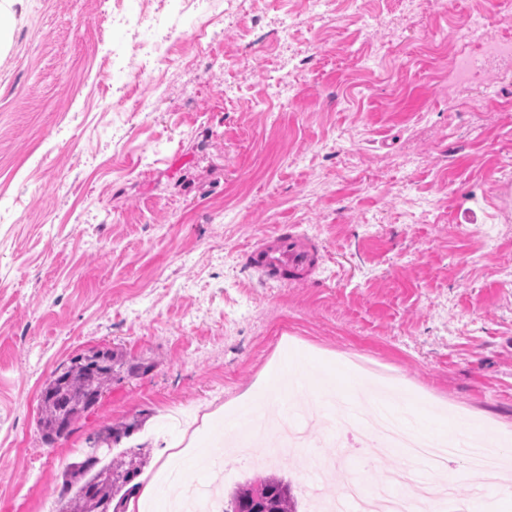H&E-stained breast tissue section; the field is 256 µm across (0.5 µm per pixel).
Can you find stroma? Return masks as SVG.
Masks as SVG:
<instances>
[{
    "label": "stroma",
    "instance_id": "1",
    "mask_svg": "<svg viewBox=\"0 0 512 512\" xmlns=\"http://www.w3.org/2000/svg\"><path fill=\"white\" fill-rule=\"evenodd\" d=\"M140 0H23L0 57V512H42L107 427L131 428L158 469L205 413L254 398L303 413L321 454L349 449L370 487L406 466L366 432L336 438L330 401L281 391L289 359L350 371V348L389 371L395 406L512 456V61L451 84L454 35L495 0H367L320 20L289 0H224L205 38L194 15L155 33L154 111L113 67L134 55ZM288 33H281L284 18ZM322 246L316 276L258 278L244 255L278 225ZM113 375L67 435L46 443L40 394L79 355ZM186 471L232 493L273 469L300 512L306 453L266 466L225 454Z\"/></svg>",
    "mask_w": 512,
    "mask_h": 512
}]
</instances>
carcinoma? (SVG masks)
Masks as SVG:
<instances>
[{
  "mask_svg": "<svg viewBox=\"0 0 512 512\" xmlns=\"http://www.w3.org/2000/svg\"><path fill=\"white\" fill-rule=\"evenodd\" d=\"M116 358L112 351L96 350L79 356L56 375L42 390L39 425L47 442L52 443L69 430L72 423L93 407L112 382ZM99 459H86L74 466L85 477L77 488L64 487L69 500L62 512H126L128 499L139 485L134 480L141 471L135 453H123L118 464L98 467ZM224 512H298L290 483L277 474L239 484L224 502Z\"/></svg>",
  "mask_w": 512,
  "mask_h": 512,
  "instance_id": "1",
  "label": "carcinoma"
}]
</instances>
